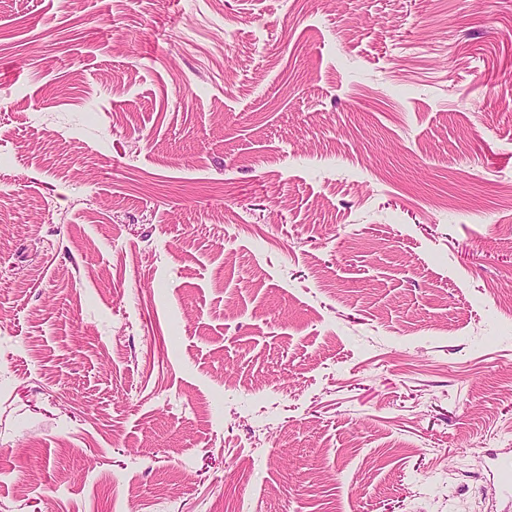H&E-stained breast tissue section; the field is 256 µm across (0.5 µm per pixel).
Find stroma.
I'll list each match as a JSON object with an SVG mask.
<instances>
[{"label":"stroma","instance_id":"1","mask_svg":"<svg viewBox=\"0 0 512 512\" xmlns=\"http://www.w3.org/2000/svg\"><path fill=\"white\" fill-rule=\"evenodd\" d=\"M512 0H0V512H512Z\"/></svg>","mask_w":512,"mask_h":512}]
</instances>
